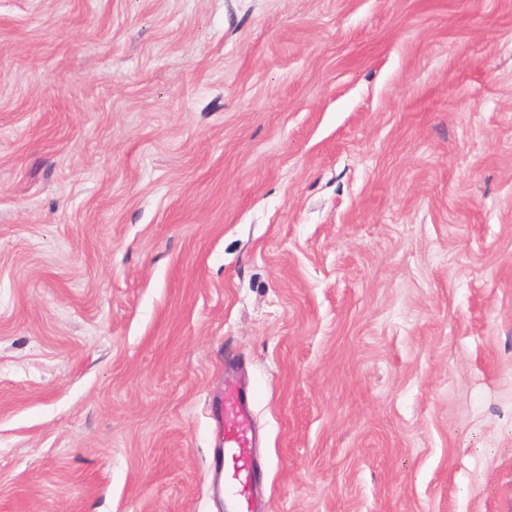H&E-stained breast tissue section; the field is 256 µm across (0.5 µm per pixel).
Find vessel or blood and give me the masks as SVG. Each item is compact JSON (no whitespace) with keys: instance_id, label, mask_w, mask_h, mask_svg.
Wrapping results in <instances>:
<instances>
[{"instance_id":"vessel-or-blood-1","label":"vessel or blood","mask_w":512,"mask_h":512,"mask_svg":"<svg viewBox=\"0 0 512 512\" xmlns=\"http://www.w3.org/2000/svg\"><path fill=\"white\" fill-rule=\"evenodd\" d=\"M221 411L224 444L220 471L224 498L233 512H265L257 496L260 484L252 458V413L235 383H227Z\"/></svg>"}]
</instances>
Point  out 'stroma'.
Returning a JSON list of instances; mask_svg holds the SVG:
<instances>
[{
  "label": "stroma",
  "mask_w": 512,
  "mask_h": 512,
  "mask_svg": "<svg viewBox=\"0 0 512 512\" xmlns=\"http://www.w3.org/2000/svg\"><path fill=\"white\" fill-rule=\"evenodd\" d=\"M512 512V0H0V512ZM221 411L224 418V444L221 467L224 498L234 512H266L257 496L260 484L252 458V413L234 382L224 388Z\"/></svg>",
  "instance_id": "1"
}]
</instances>
